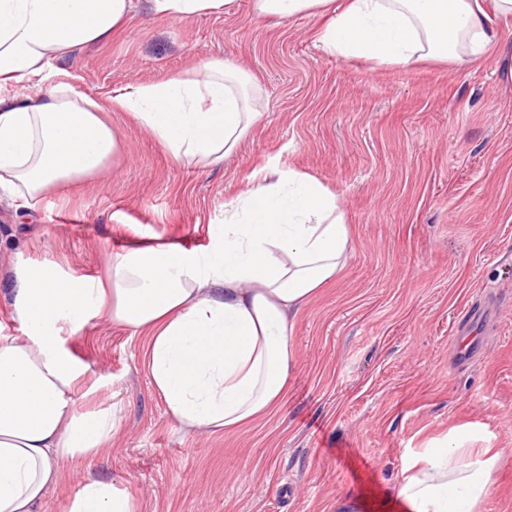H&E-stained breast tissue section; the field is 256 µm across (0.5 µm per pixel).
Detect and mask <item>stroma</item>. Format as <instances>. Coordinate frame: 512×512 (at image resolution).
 <instances>
[{
  "label": "stroma",
  "instance_id": "obj_1",
  "mask_svg": "<svg viewBox=\"0 0 512 512\" xmlns=\"http://www.w3.org/2000/svg\"><path fill=\"white\" fill-rule=\"evenodd\" d=\"M318 20L256 19L252 0L172 21L136 5L105 42L12 86L34 96L64 71L77 91L157 81L210 59L250 72L262 117L223 166L173 159L127 113L106 119L121 153L99 177L49 194L29 216L0 199V336L16 262L51 260L102 278L112 254L200 251L262 173L312 175L340 199L351 254L296 315V363L281 408L238 431L192 432L166 412L143 342L101 319L67 337L79 392L118 404V432L91 467L68 464L39 512H67L87 475L146 512H394L408 449L468 428L506 461L481 512H512V86L493 55L374 66L324 52ZM498 312L483 353L452 362L460 318L484 296Z\"/></svg>",
  "mask_w": 512,
  "mask_h": 512
}]
</instances>
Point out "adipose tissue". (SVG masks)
Instances as JSON below:
<instances>
[{"label": "adipose tissue", "instance_id": "obj_1", "mask_svg": "<svg viewBox=\"0 0 512 512\" xmlns=\"http://www.w3.org/2000/svg\"><path fill=\"white\" fill-rule=\"evenodd\" d=\"M232 0H145L173 21ZM134 0H0V90L43 74L52 58L107 38ZM257 18L320 17L317 42L379 66L423 58L477 60L497 49L512 84V45L480 0H253ZM243 70L213 59L191 72L129 84L96 102L59 81L43 94L0 97V192L36 210L50 191L105 171L119 152L103 115L131 114L176 160L203 169L237 150L261 114ZM200 252L173 246L114 254L107 282L60 273L55 262L11 270L17 335L0 339V512H39L69 461L90 466L118 431L114 407L84 408L85 369L66 336L90 319L145 338L144 365L168 414L191 431L232 432L275 411L295 365L294 317L335 278L350 252L337 195L294 170L274 171L210 223ZM461 430L402 461L404 512H480L503 451ZM68 512H144L132 493L86 478Z\"/></svg>", "mask_w": 512, "mask_h": 512}]
</instances>
